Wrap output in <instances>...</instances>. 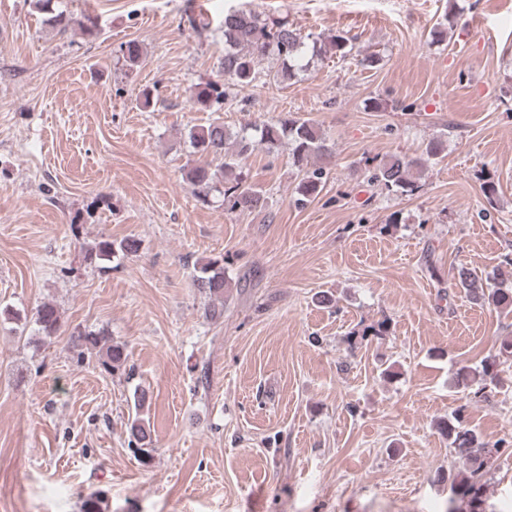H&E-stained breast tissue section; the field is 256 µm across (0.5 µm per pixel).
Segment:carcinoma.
Wrapping results in <instances>:
<instances>
[{
  "label": "carcinoma",
  "instance_id": "1",
  "mask_svg": "<svg viewBox=\"0 0 512 512\" xmlns=\"http://www.w3.org/2000/svg\"><path fill=\"white\" fill-rule=\"evenodd\" d=\"M224 35V56L220 60V71L225 78L237 86H250L260 81L266 73L259 64L266 58L279 63L272 79L285 83L305 70L310 61L334 54L340 59L351 55L350 39L336 34L322 40L311 33H303L286 17H262L251 11L232 10L224 14L221 26ZM224 84L215 81L199 87L195 94L196 104L209 108L224 103ZM190 139L196 152L209 158L187 170V178L197 187L198 194L208 196L218 190L217 183L224 182L222 193L227 210L255 212L266 207V198L261 189L247 183L242 165L248 155L261 147L273 153L283 143L292 146L293 165L301 167L309 159L324 160L333 154V144L310 119L290 117L276 123L263 124L253 135L244 128L231 134L224 122L215 119L208 125L190 131ZM439 144L432 143L426 156L411 157L394 154L379 164L371 180L387 191L412 195L421 188L428 162L437 155ZM326 168L317 165L305 172L300 181L294 204L305 207L314 199L324 185ZM138 242L127 238L115 244L101 240L86 258L91 260L108 256L115 251L135 252ZM232 280L224 274V263L209 260L195 269L194 284L197 290L209 298L206 317L217 321L224 318V289L231 287ZM456 286L461 288L469 302L480 306L509 308L512 306V288H489L470 269L462 266L457 272ZM38 334L44 339L58 335L61 329L59 311L51 303H43L36 312ZM72 347L79 353L100 356L103 369L109 373L122 368L127 361L123 346L112 344V340L101 332L76 330L72 332ZM512 357V337L501 339L497 354L482 364V374L487 375L499 358ZM439 430L448 437L451 445L466 456L471 463L468 476H448L452 495L476 504L482 501L485 489V468L488 460L499 451V444L489 445L481 441L474 430L463 425L461 415L442 421ZM130 443L137 444L136 452L143 459L150 457L152 444L150 428L135 419L129 426Z\"/></svg>",
  "mask_w": 512,
  "mask_h": 512
}]
</instances>
